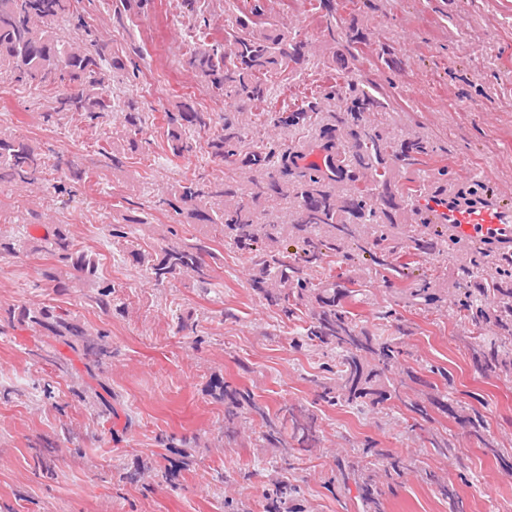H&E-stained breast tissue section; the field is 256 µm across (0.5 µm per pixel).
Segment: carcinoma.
<instances>
[{"label": "carcinoma", "mask_w": 512, "mask_h": 512, "mask_svg": "<svg viewBox=\"0 0 512 512\" xmlns=\"http://www.w3.org/2000/svg\"><path fill=\"white\" fill-rule=\"evenodd\" d=\"M326 9V30L335 39L336 6L333 0H317ZM252 16L237 17L224 26V44L190 52L188 65L217 92L234 100L236 111L218 115L200 112L189 101L177 111L165 113L166 150L183 158L204 149L214 159L236 156L233 173L205 179L184 176L172 183L165 196L155 202L158 211L169 206L185 219L186 235L166 229L165 244L156 254L140 243L127 247L133 263L152 281L162 285L185 279L202 291L213 285L220 261L217 243L249 255L251 288L284 316L300 318L307 310L298 347L336 354V367L325 371L335 377L316 381L318 397L330 406L367 408L375 413L397 399L407 409L428 419V408L450 413L467 425L501 468L512 472V455L496 449L486 434L483 415L456 410L441 397L437 384L429 385L425 397L407 399L409 383L419 378L393 377L403 351L398 343L383 339L363 324L349 303L361 294L359 286L371 276L386 274L405 283L398 294L404 305L427 312H440L448 304L465 311L472 326L467 339L494 331V339L472 347L475 365L512 378V255L492 257L473 252L469 260L448 268V227L409 219L418 215V198L425 185L413 181L399 184V173L432 153L427 139L410 135L394 125L387 100L349 75H336L334 83L318 93L306 95L290 112L270 103L269 84L280 76L287 81L293 72L320 61L336 69V55L321 58L297 36L274 26L256 28ZM0 70L18 81L59 89L54 105L42 113L43 121L55 123L70 118L89 126L112 112V80L126 70L125 62L106 59L105 47L90 38L85 26L75 20L72 0H0ZM282 133L300 132L301 139L251 136L254 124ZM145 124L134 102L123 113L122 137L99 140L98 154L112 161L113 170L139 152L138 135ZM319 152L322 162L300 164L310 153ZM46 155L31 141L0 133V185H32L47 169ZM63 182L84 185L93 172L75 156L66 163ZM112 236L123 238L120 224H139L143 234L157 232L150 212L138 214L116 203L112 205ZM33 250L60 258L62 269L45 273L49 282L63 283L71 272L85 280L97 273L95 258L74 249L69 230L58 225L44 238H28ZM296 247L288 252V245ZM369 255V264L354 275L336 272L351 265L355 254ZM423 269V277L414 272ZM462 287L453 293L444 288L448 275ZM496 298L493 307L483 301ZM48 328L53 335L84 360L85 371L99 378L112 350L103 335L92 337L80 322L55 309L24 306L8 312V318ZM224 397V440L238 443L243 429L242 409L258 416L262 441L269 448H288L286 429L309 451L318 447L320 430L315 416L305 408L285 407L272 415L256 403L251 393L228 382L220 384ZM362 452L349 458L336 455V481L354 484L362 512H381L383 487L400 483L408 464L405 458L378 447L376 441L360 443ZM439 494L455 505V491L445 478L425 474ZM299 489L271 480L266 492L267 512H303Z\"/></svg>", "instance_id": "carcinoma-1"}]
</instances>
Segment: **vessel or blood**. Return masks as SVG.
Segmentation results:
<instances>
[{
	"label": "vessel or blood",
	"mask_w": 512,
	"mask_h": 512,
	"mask_svg": "<svg viewBox=\"0 0 512 512\" xmlns=\"http://www.w3.org/2000/svg\"><path fill=\"white\" fill-rule=\"evenodd\" d=\"M420 207L429 222L447 225L450 237L495 249L512 248L511 199L498 194H431L421 199Z\"/></svg>",
	"instance_id": "1"
}]
</instances>
